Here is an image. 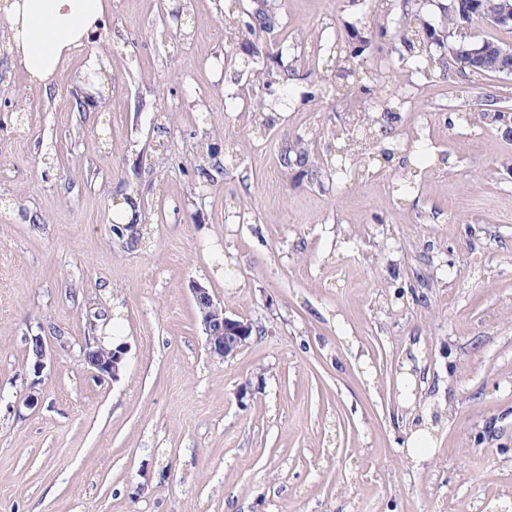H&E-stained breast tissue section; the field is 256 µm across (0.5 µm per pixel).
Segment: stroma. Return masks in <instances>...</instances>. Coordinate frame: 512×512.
Returning a JSON list of instances; mask_svg holds the SVG:
<instances>
[{"instance_id": "stroma-1", "label": "stroma", "mask_w": 512, "mask_h": 512, "mask_svg": "<svg viewBox=\"0 0 512 512\" xmlns=\"http://www.w3.org/2000/svg\"><path fill=\"white\" fill-rule=\"evenodd\" d=\"M376 2L268 0L275 30L248 43L225 32L224 0H107L103 99L87 49L43 88L0 23V512L512 504V141L454 122L490 94L512 108V80L427 79L374 37L364 82L405 103L399 159L333 170L361 103L336 57ZM250 56L288 77L261 140ZM314 59L326 89L305 102ZM300 136L307 160L285 161ZM130 193L137 242L112 233ZM195 282L252 324L235 358L207 354ZM109 312L126 369L101 382L84 350ZM36 334L63 344L35 381Z\"/></svg>"}]
</instances>
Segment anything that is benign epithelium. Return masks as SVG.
<instances>
[{"instance_id":"obj_1","label":"benign epithelium","mask_w":512,"mask_h":512,"mask_svg":"<svg viewBox=\"0 0 512 512\" xmlns=\"http://www.w3.org/2000/svg\"><path fill=\"white\" fill-rule=\"evenodd\" d=\"M191 291L206 332L207 351L224 360L235 357L247 346L252 325L227 315L224 306L214 300L208 288L195 284ZM26 340L32 345V354L27 358V370L37 377L46 367L52 346L39 334L28 336ZM126 353L122 343L110 351L98 344L86 354L85 362L90 373L98 380L117 381L126 368Z\"/></svg>"}]
</instances>
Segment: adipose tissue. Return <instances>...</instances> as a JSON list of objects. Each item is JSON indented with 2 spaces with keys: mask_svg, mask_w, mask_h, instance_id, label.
Here are the masks:
<instances>
[{
  "mask_svg": "<svg viewBox=\"0 0 512 512\" xmlns=\"http://www.w3.org/2000/svg\"><path fill=\"white\" fill-rule=\"evenodd\" d=\"M105 8V0H0L15 63L47 84L74 50L96 42Z\"/></svg>",
  "mask_w": 512,
  "mask_h": 512,
  "instance_id": "obj_1",
  "label": "adipose tissue"
}]
</instances>
